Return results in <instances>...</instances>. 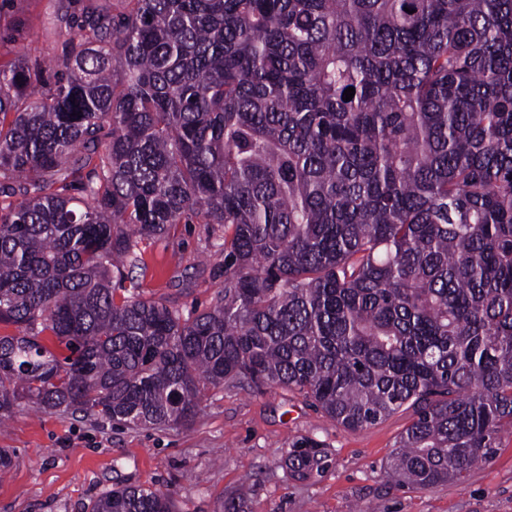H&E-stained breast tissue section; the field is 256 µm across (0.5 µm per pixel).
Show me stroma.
<instances>
[{
  "label": "stroma",
  "mask_w": 512,
  "mask_h": 512,
  "mask_svg": "<svg viewBox=\"0 0 512 512\" xmlns=\"http://www.w3.org/2000/svg\"><path fill=\"white\" fill-rule=\"evenodd\" d=\"M56 0H0V21L14 23L30 53H49L44 26ZM214 224H176L162 239L141 243L136 274L144 297L188 314L211 306L221 286L208 269L221 264ZM411 411L348 431L300 394L228 385L208 389L188 426H115L32 404L17 407L0 431L11 457L0 478V512H90L119 484L171 492L177 512H224L232 496L243 512H512V437L464 483L429 490L396 488L384 468ZM311 438L328 454L323 473L290 476L282 445Z\"/></svg>",
  "instance_id": "obj_1"
}]
</instances>
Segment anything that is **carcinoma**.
Returning a JSON list of instances; mask_svg holds the SVG:
<instances>
[{"instance_id":"cac0c4a2","label":"carcinoma","mask_w":512,"mask_h":512,"mask_svg":"<svg viewBox=\"0 0 512 512\" xmlns=\"http://www.w3.org/2000/svg\"><path fill=\"white\" fill-rule=\"evenodd\" d=\"M3 29L0 425L288 388L348 430L413 410L385 476L418 490L512 435V0H58L48 56ZM174 224L224 228L186 317L134 276ZM91 512L176 509L126 485Z\"/></svg>"}]
</instances>
